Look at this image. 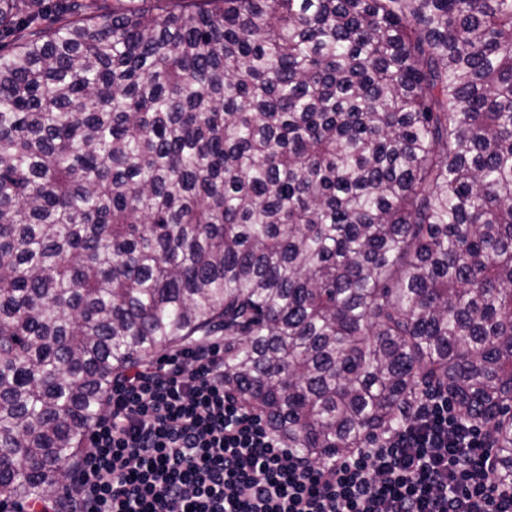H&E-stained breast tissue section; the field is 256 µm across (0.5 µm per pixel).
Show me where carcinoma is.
<instances>
[{"mask_svg": "<svg viewBox=\"0 0 512 512\" xmlns=\"http://www.w3.org/2000/svg\"><path fill=\"white\" fill-rule=\"evenodd\" d=\"M213 336L311 460L443 386L512 478V0H0V499Z\"/></svg>", "mask_w": 512, "mask_h": 512, "instance_id": "carcinoma-1", "label": "carcinoma"}]
</instances>
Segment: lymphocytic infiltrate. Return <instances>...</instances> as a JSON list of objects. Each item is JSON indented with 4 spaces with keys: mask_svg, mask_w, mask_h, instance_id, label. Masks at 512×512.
<instances>
[{
    "mask_svg": "<svg viewBox=\"0 0 512 512\" xmlns=\"http://www.w3.org/2000/svg\"><path fill=\"white\" fill-rule=\"evenodd\" d=\"M61 500L28 512H512L489 427L447 389L367 448L315 463L224 388V348L119 377Z\"/></svg>",
    "mask_w": 512,
    "mask_h": 512,
    "instance_id": "obj_1",
    "label": "lymphocytic infiltrate"
}]
</instances>
